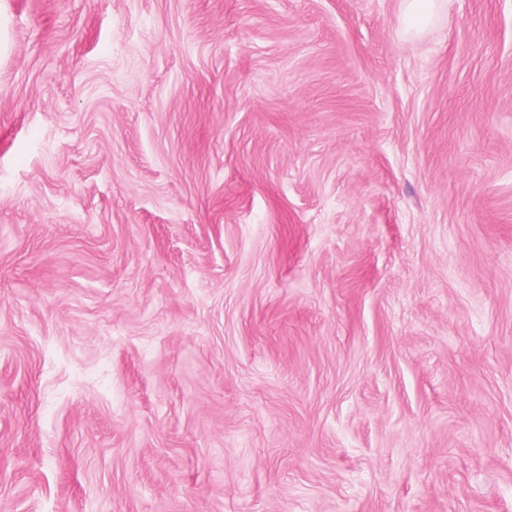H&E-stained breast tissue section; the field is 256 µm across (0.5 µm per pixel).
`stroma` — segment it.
<instances>
[{
	"mask_svg": "<svg viewBox=\"0 0 512 512\" xmlns=\"http://www.w3.org/2000/svg\"><path fill=\"white\" fill-rule=\"evenodd\" d=\"M0 9V512H512V0Z\"/></svg>",
	"mask_w": 512,
	"mask_h": 512,
	"instance_id": "35a3bbf8",
	"label": "stroma"
}]
</instances>
